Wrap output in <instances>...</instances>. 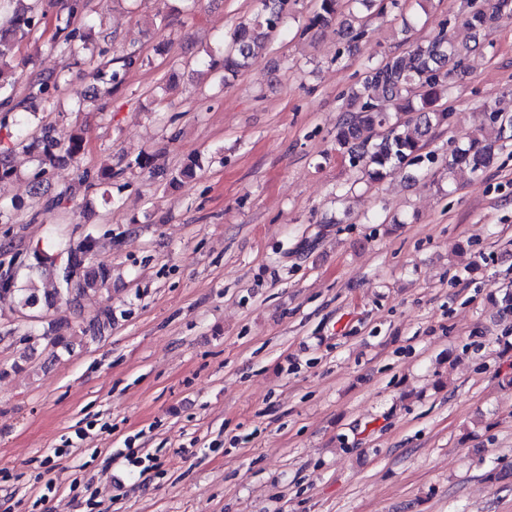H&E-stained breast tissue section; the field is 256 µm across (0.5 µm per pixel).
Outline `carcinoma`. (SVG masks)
<instances>
[{"instance_id": "obj_1", "label": "carcinoma", "mask_w": 512, "mask_h": 512, "mask_svg": "<svg viewBox=\"0 0 512 512\" xmlns=\"http://www.w3.org/2000/svg\"><path fill=\"white\" fill-rule=\"evenodd\" d=\"M374 0H315L307 28L327 27L344 12L352 22L343 30L350 43H357L367 34L368 18L357 15L353 5ZM90 0H63L61 18L63 40L60 47L71 56L85 61L94 82L92 92L77 99L76 105L94 101L105 90L118 88L126 73L142 62L133 52L110 55L104 46L92 38L89 14ZM467 10L461 23L469 30L479 31L504 17L512 18V0H466ZM290 0H259V10L248 24L236 27L224 40L219 55L202 58L198 66L209 71H222L229 81L251 68L267 48L274 33L283 29L288 19ZM41 18L29 6V0H0V130H6L7 145L0 147V181L19 177L13 155L20 150L35 161L32 188L40 190L42 177L63 164H79L85 151L86 131L79 127L61 142L47 128L29 131L31 117L39 108H47L67 83L64 71L38 72L28 79L27 95L15 100L16 80L4 79V67L14 57L19 42L34 31ZM481 45L475 41L459 45L448 35V25L416 43L403 54L384 57L370 64L360 80L346 93V106L336 123V147L343 162L360 171L369 180L382 181L396 171L415 164L428 137L439 128L453 129L457 115L439 104L448 91L449 80L467 73L469 60ZM489 128L494 138L484 133L468 136L464 146L448 156V174L465 170L478 174L490 163L496 143L512 140V114L500 110L490 115ZM202 164L191 156L173 180L191 179ZM112 168L97 172L78 171L84 184L97 182L112 185ZM22 202H0V224L15 223ZM44 211L74 209L72 188L66 187L43 202ZM98 239L94 232H85L78 240H60L49 235L28 249V256L10 259L8 281L0 282V295H11L31 324L24 335L35 331L33 322L40 319L36 310H51L65 301L70 303L91 293H101L112 286V266L95 261ZM26 270V284L18 285L20 270ZM51 287L41 290L36 282ZM112 308L102 310L83 329V335L97 336L112 325Z\"/></svg>"}]
</instances>
